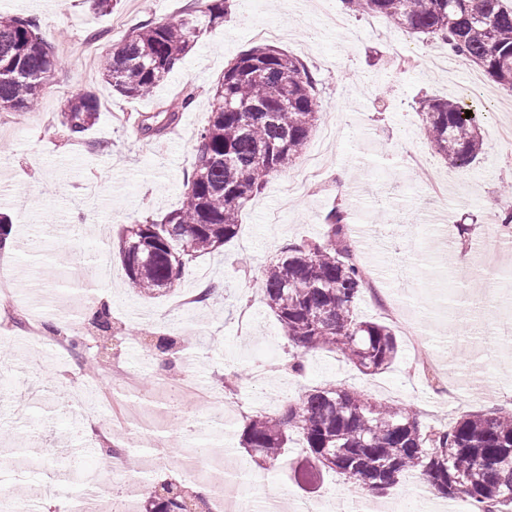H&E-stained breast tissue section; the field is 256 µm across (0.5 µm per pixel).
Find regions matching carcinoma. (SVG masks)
<instances>
[{
  "label": "carcinoma",
  "instance_id": "cac0c4a2",
  "mask_svg": "<svg viewBox=\"0 0 512 512\" xmlns=\"http://www.w3.org/2000/svg\"><path fill=\"white\" fill-rule=\"evenodd\" d=\"M226 0L176 22L146 21L125 35L101 62L112 90L127 99L152 94L196 45L201 32L224 19ZM347 8L378 13L410 33L431 35L458 59L483 68L512 89V0H344ZM57 64L38 22L0 14V109L28 111ZM317 80L298 58L269 44L254 46L224 68L207 124L198 133L180 207L159 221L128 224L117 250L133 292L153 297L174 289L188 260L220 252L238 230L246 205L306 146L316 121ZM191 102L169 104L162 120L141 123L147 137L162 135ZM91 91L68 100L62 133L79 140L98 121ZM424 138L455 168L482 150L476 113L456 101L420 103ZM321 242L292 246L270 260L261 277L266 305L293 347L330 349L364 375L386 371L398 354L393 329L355 312L366 281L354 258L343 212L325 217ZM303 437L307 458L363 489L393 487L403 473L475 512L512 508V410L475 411L451 427L422 430L417 414L399 404L372 402L341 385L305 391L294 403L261 414L241 442L263 469H282L292 433ZM170 497L148 498L145 512H207L208 496L168 485Z\"/></svg>",
  "mask_w": 512,
  "mask_h": 512
}]
</instances>
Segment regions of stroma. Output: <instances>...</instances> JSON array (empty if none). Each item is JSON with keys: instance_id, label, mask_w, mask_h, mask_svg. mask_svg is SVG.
<instances>
[{"instance_id": "obj_1", "label": "stroma", "mask_w": 512, "mask_h": 512, "mask_svg": "<svg viewBox=\"0 0 512 512\" xmlns=\"http://www.w3.org/2000/svg\"><path fill=\"white\" fill-rule=\"evenodd\" d=\"M203 7L202 0H120L112 14L103 15L89 0H0V13L36 18L58 57L37 111L0 110V149L8 155L0 163V211L11 218L15 242L13 253L0 252V264L13 269V295L28 308L44 307L66 274L25 257L28 238L45 237L49 251L78 261L98 243L96 224H107V237L114 241L124 225L161 218L179 206L213 89L228 62L258 45L254 25L285 30L275 46L302 60L318 81L317 121L304 153L325 155L319 188L296 185L295 168L280 172L248 203L236 237L222 253L189 261L174 291L158 298L133 293L118 254L109 256L112 283L103 293L119 332L104 342L101 358L105 366L139 373L149 396V423L169 440V463L153 472V484L189 483L193 465L205 483L241 466L258 470L240 445L244 426L315 386L341 384L374 401L412 406L427 429L473 411L512 409V359L497 355L491 343L473 342L479 323L512 324V284L490 286L480 278L465 286L454 282L458 255L469 257L470 267L484 266L476 245L497 223L502 199L512 192V152L499 143L512 134V91L478 66L459 63L438 40L407 33L375 14L348 11L342 0H229L223 22L203 32L152 95L130 100L103 82L100 57L129 30L149 19L178 20ZM401 48L415 60L395 71L387 59ZM83 91L100 102L96 125L78 142L48 135V128L60 127L67 100ZM187 94L192 102L169 133L157 140L138 133L141 114ZM426 98L452 99L477 110L483 149L470 166L449 167L424 139L418 108ZM413 151L442 176L439 190L408 161ZM334 207L346 211L352 224L378 230L377 244L359 245L361 262L374 265L379 283L362 291L357 315L383 322L384 307L401 305L404 315L431 333L434 380L414 371L413 351L403 338L395 361L380 374H361L341 355L324 350L305 355V376L289 372L293 348L263 300L260 278L288 244L322 240L323 216ZM84 211L93 223L76 235L60 233V226L73 225ZM462 224L463 235L457 232ZM206 285L215 292L205 307L172 311L178 294ZM244 311L252 318L246 332L239 322ZM165 334L176 339L181 357L170 375L193 368L203 381L223 387L232 410L221 426L210 410L184 402V416L203 448L192 460L182 456L185 441L174 435L163 411L165 394L154 381L159 352L152 340ZM7 344L13 351L9 363L21 380L0 387V427L7 430L0 449L42 448L46 455L37 472H0V488L55 480L56 496L37 512H63L76 488L57 472L76 454L83 468L98 473L103 494L133 492V485L113 475L105 454L115 443L111 420L97 422L96 450L79 452L69 443L74 416L59 401L85 379V371L34 342L23 325H16ZM450 387L456 399L448 398ZM283 459L286 471L268 474L252 495L293 504L334 495L346 485L336 472L306 461L300 437L289 442Z\"/></svg>"}]
</instances>
